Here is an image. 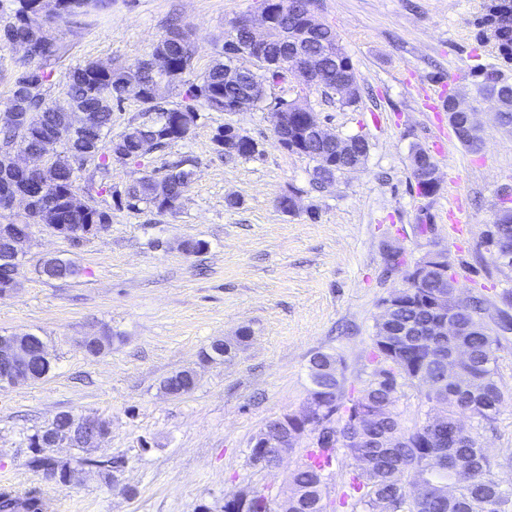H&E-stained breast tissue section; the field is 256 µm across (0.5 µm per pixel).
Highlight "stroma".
Returning <instances> with one entry per match:
<instances>
[{
  "instance_id": "35a3bbf8",
  "label": "stroma",
  "mask_w": 512,
  "mask_h": 512,
  "mask_svg": "<svg viewBox=\"0 0 512 512\" xmlns=\"http://www.w3.org/2000/svg\"><path fill=\"white\" fill-rule=\"evenodd\" d=\"M484 0H319V19L331 25L355 67L362 91L341 105L295 80L271 96L301 99L337 137L363 135L364 165L327 189L311 182L309 158L281 149L270 112H212L182 141L142 160L161 170L194 157L190 187L177 211L136 213L98 197L111 210L106 231L81 244L32 227L21 261V288L0 296V336H41L53 359L49 376L0 387V489L42 487L49 512H224V498L250 486L277 495L305 454L300 442L277 469L260 471L248 455L267 421L303 406L316 352L340 358L347 389H361L374 369L375 324L383 298L404 287V272L426 250H445L463 297L483 301L484 320L498 336V379L505 395L495 421L483 429L497 479L512 481V332L500 330L512 306V271L496 268L482 242L504 197L512 196V131L501 127L474 77L482 67L503 68L479 39ZM259 0H112L53 31L62 57L53 67L47 98L63 102L70 69L88 61L123 68L148 56L171 23L188 29L198 82L221 57L224 32ZM456 96L473 107L478 147L448 134L434 158L440 189L418 195L411 149H431L448 116L425 96ZM239 127L259 145L253 160H226L215 135ZM296 212L279 209L282 195ZM236 198L229 207L228 198ZM462 201L469 224L447 217ZM201 240L205 250L182 245ZM400 247L391 265L388 246ZM73 260L77 277L47 281L36 269L44 258ZM115 335L111 350L85 351L83 337ZM239 343L229 361H206L212 341ZM195 370L188 394H167L162 382ZM62 413L97 416L111 431L97 456L127 461L113 481L92 473L72 483L42 480L28 465L31 439Z\"/></svg>"
}]
</instances>
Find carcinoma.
Listing matches in <instances>:
<instances>
[{"label":"carcinoma","mask_w":512,"mask_h":512,"mask_svg":"<svg viewBox=\"0 0 512 512\" xmlns=\"http://www.w3.org/2000/svg\"><path fill=\"white\" fill-rule=\"evenodd\" d=\"M64 11L60 19L84 15L91 11H103L112 7V0H63ZM285 4L282 13L284 22L293 15L303 14L312 7L314 0H281ZM14 25L23 31L36 14V0H16ZM493 21L498 25L493 31V43L497 56L501 60L512 57V0H486L481 23ZM160 44L164 47L173 64L182 71L192 69L194 51L185 41L172 43L163 37ZM309 51L318 57L319 65L328 72L336 69V63L352 64V60L343 46L339 35L329 25L323 27L315 40L309 45ZM61 57V47L56 43L42 46L36 57L27 61V66L14 81L8 101H13L18 90L36 83L39 92L22 100L21 111H35L41 114L42 125L39 128L16 126L0 130V143L6 146L17 145L32 153L56 154V161L47 169L45 177L46 194L57 203L59 218L64 224H96L112 222V214L92 205L88 210L74 212L65 203L67 195L76 190L79 178L77 169L71 162L63 160L68 154H81L86 160L97 161V167L106 169L113 162L127 164L136 162L140 156L133 152V137L155 131L164 119L177 117L179 133L173 137H160L155 148L163 149L177 141L186 139L197 125L194 114L202 106L212 112H225L227 105L240 93L249 81L259 78L267 85L284 80L291 69L282 67L276 71L263 70L258 59H250V64L239 66V78L235 81L224 79V61L218 60L202 77L204 89L196 90L192 84L186 90L185 104H175L162 95L159 98L125 95L120 84L125 79L127 69L112 67L101 71L94 61H88L70 71L65 95L75 101L85 112L93 114L95 122L91 129L74 133L62 126L57 105L46 97V86L50 84L53 71L52 63ZM128 99L141 104L140 120L128 125L118 139L126 143V158L112 159V150L101 151L103 139L112 132V105H120ZM218 152L226 159L251 160L262 155L258 143L251 137L230 136L229 148H224V130L215 135ZM62 152H57V147ZM296 154L315 162L312 182L315 187L324 189L336 177L344 172L358 168V161L346 167L336 163V151L325 142L303 141ZM194 161L184 158L167 165L164 172H143L129 180L121 191L111 195L118 198L120 205L129 210L142 212L147 210L161 215L175 211L179 207L184 193L189 188L193 175ZM9 251V244L0 239V288L18 281L20 262H9L2 258ZM39 276L48 280L65 279L78 273L76 264L70 260L51 258L42 262L36 269ZM482 303L477 298L464 299L458 304L457 316L471 328L468 342L472 346L468 381L463 385L446 384L448 399L445 403L446 428L448 430V456L457 457L473 471V482L458 486L446 498L435 497L426 512H512V485L505 486L493 473V465L485 453L482 433L484 425L493 422L504 403V394L497 379V350L499 339L488 331L473 329L483 322ZM403 320L428 323L432 320L430 306L425 300H419L399 313ZM388 350L374 343L373 359L377 366L370 379L357 394H346L344 377L326 369V365L335 356L316 352L309 360L310 380L320 387L331 390L335 397L333 407L328 410V420L324 431L313 436L303 461L291 473L290 480L283 493L289 497L299 496L301 512H323L324 489L330 479L333 453L336 450V433H346L352 419L351 411L363 403L375 409L380 418L369 429L370 437L359 446L346 444L344 448L354 458L364 459L363 465L350 478L349 489L339 499V505L351 509V512H375V504L388 500L393 504V512H413L409 497L410 481L423 478L426 463L423 462V445L440 436L432 429L428 421L408 429L402 425L400 414L395 407L388 406V392H398L401 384H416L417 361L407 356L400 361H389ZM197 379L190 370L180 371L163 382L166 392L176 395L189 393L196 386ZM392 390H387V387ZM473 406L476 424L466 429L457 426V411L461 406ZM402 438L407 440L405 447L398 452L414 462L411 469H402L394 464L390 449L381 447L382 441ZM69 447L80 449L81 455L75 462L97 474L104 481L112 480L113 473L124 467L122 458L101 460L81 448L80 437L72 438ZM29 465L42 472L45 479L64 483L67 464L40 452L29 460ZM0 512H46L43 491L32 487L19 494L11 490L0 491Z\"/></svg>","instance_id":"carcinoma-1"}]
</instances>
